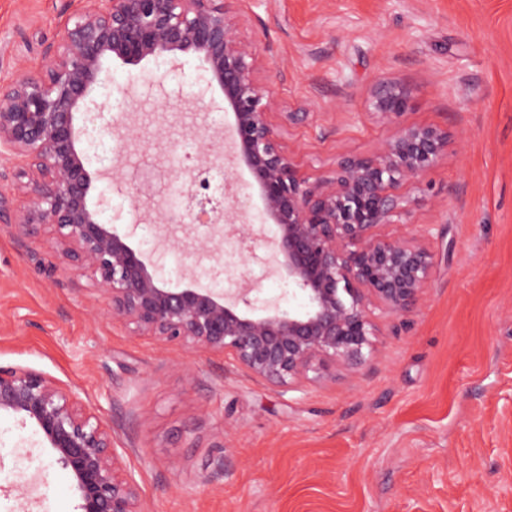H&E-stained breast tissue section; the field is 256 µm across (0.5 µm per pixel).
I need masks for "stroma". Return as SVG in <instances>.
I'll use <instances>...</instances> for the list:
<instances>
[{"label": "stroma", "mask_w": 512, "mask_h": 512, "mask_svg": "<svg viewBox=\"0 0 512 512\" xmlns=\"http://www.w3.org/2000/svg\"><path fill=\"white\" fill-rule=\"evenodd\" d=\"M84 0H0V84L42 64ZM238 34L261 50L279 126L302 175H329L345 155L380 153L400 127L447 129L448 150L402 185L408 206L386 232L435 255L413 312H375L374 351L329 365L281 394L219 354L136 336L114 320L90 272L58 268L46 227L18 238L0 223V366L74 388L112 428L148 512H512V0H231ZM133 85L134 139L119 172L145 157L170 166L173 144L224 114L193 69L162 75L108 62ZM404 85L397 122L373 113L376 82ZM306 113L288 124L284 113ZM151 250L159 276L181 285L254 284L287 297L264 250L227 238L202 252ZM223 457L224 474L206 481ZM67 470L31 426L0 416V512H79Z\"/></svg>", "instance_id": "1"}]
</instances>
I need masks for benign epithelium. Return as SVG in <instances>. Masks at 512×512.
I'll list each match as a JSON object with an SVG mask.
<instances>
[{
	"label": "benign epithelium",
	"mask_w": 512,
	"mask_h": 512,
	"mask_svg": "<svg viewBox=\"0 0 512 512\" xmlns=\"http://www.w3.org/2000/svg\"><path fill=\"white\" fill-rule=\"evenodd\" d=\"M37 73L0 86V148L24 158L16 189L27 208L14 214L0 198V222L22 236L52 228L59 256L93 274L112 317L137 336H153L195 352H219L276 392L297 389L308 373L336 360L359 365L372 351L373 309L404 315L429 287L434 255L416 237L382 228L402 214V184L436 167L448 131L406 126L373 156H345L314 182L302 176L269 119L275 101L256 78L264 65L256 46L238 36L228 0H87L73 26L45 45ZM181 71L190 61L208 75L232 117L234 166L245 171L260 200L262 225L272 228L277 262L290 286L283 308L257 303L252 288L226 293L188 285L171 288L146 253L106 219L112 198H92L96 175L88 149L102 150L99 171L113 192L137 205L142 189L112 176L105 164L112 127L104 112L130 111L133 99L114 90L109 60ZM408 90L380 82L371 107L393 122ZM201 155L199 169L224 164L216 145L192 137L174 146ZM183 209H159L148 224H184ZM235 231L254 251L264 240L254 225ZM31 424L74 482L80 512H146L139 487L113 446L112 428L69 386L30 369L0 367V414Z\"/></svg>",
	"instance_id": "benign-epithelium-1"
}]
</instances>
